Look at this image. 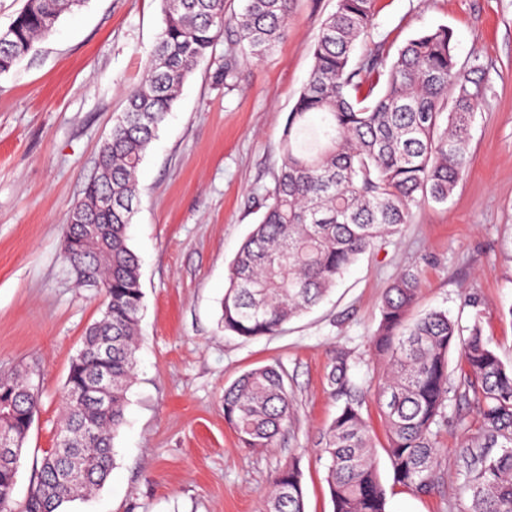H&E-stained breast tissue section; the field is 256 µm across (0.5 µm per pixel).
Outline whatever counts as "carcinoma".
<instances>
[{"mask_svg":"<svg viewBox=\"0 0 512 512\" xmlns=\"http://www.w3.org/2000/svg\"><path fill=\"white\" fill-rule=\"evenodd\" d=\"M376 0H336L321 24L307 83L278 146L280 165L263 198L264 212L229 267L221 326L239 337L272 336L317 306L344 272L377 240L410 223L412 208L445 203L470 168L475 112L487 96L483 69L458 64L445 26L409 39L394 57L377 50L353 60L370 34ZM84 0H26L0 45V75L54 30L60 16ZM291 0H245L227 17L224 0H163L164 27L146 77L127 95L124 112L100 152L99 176L64 225L63 256L78 281L106 284L110 311L85 331L62 396L56 441L36 468L21 507L13 491L39 393L16 372L0 375V512H63L64 504L104 486L114 464V439L124 423L127 391L138 365L143 309L138 256L128 228L137 201L136 173L171 111L179 89L232 29L242 57L259 60L288 30ZM230 89L238 60L229 54L215 76ZM112 197V218L91 243L75 223L94 197ZM419 273L406 270L387 289L371 337L383 368L369 389L351 376L345 357L327 375L339 411L319 438L334 512H387L372 431L362 408L379 406L394 477L416 494L435 485L437 434L448 405L473 407L479 421L466 444L471 455L460 494L465 512H512V364L484 336L480 317L467 330L433 310L408 320ZM460 352L461 371L448 374V352ZM112 377L111 403L82 398L100 373ZM292 396L276 365L251 369L224 389V418L246 448H272L290 421ZM488 448L497 452L490 454ZM262 512H305L300 470L275 478Z\"/></svg>","mask_w":512,"mask_h":512,"instance_id":"1","label":"carcinoma"}]
</instances>
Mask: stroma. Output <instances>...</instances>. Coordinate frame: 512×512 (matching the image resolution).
I'll list each match as a JSON object with an SVG mask.
<instances>
[{"label":"stroma","instance_id":"stroma-1","mask_svg":"<svg viewBox=\"0 0 512 512\" xmlns=\"http://www.w3.org/2000/svg\"><path fill=\"white\" fill-rule=\"evenodd\" d=\"M335 8L336 0H293L286 35L242 65L230 92L213 82L233 46L230 34L219 36L151 143L128 230L144 292L138 369L109 479L66 512H260L275 474L293 460L306 512H333L317 442L340 403L326 377L344 355L357 381L377 379L369 338L404 270L420 273L417 311L445 309L464 327L480 319L512 362V0H377L356 57L445 26L459 63L483 68L489 91L473 122L469 172L448 202L413 209L398 235L363 254L324 303L278 334L244 339L220 327L230 263L262 216L288 114L309 78L320 23ZM162 27V0H86L0 75V374L24 373L41 395L18 503L56 445L71 360L104 308L101 290L78 286L65 261L63 227ZM271 364L286 374L293 414L275 447L246 448L224 419V389ZM363 415L389 512H463L456 407L438 432L440 475L425 495L395 482L376 403Z\"/></svg>","mask_w":512,"mask_h":512}]
</instances>
